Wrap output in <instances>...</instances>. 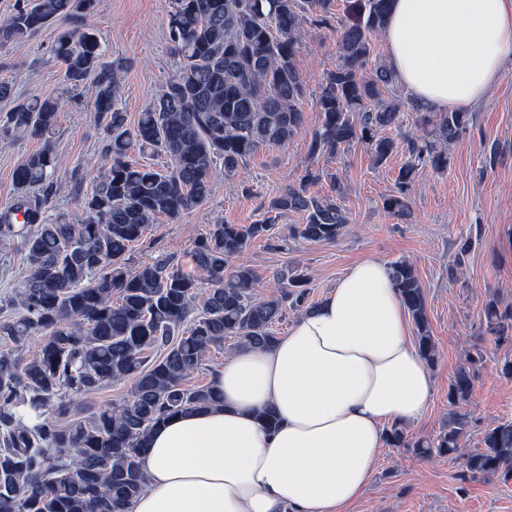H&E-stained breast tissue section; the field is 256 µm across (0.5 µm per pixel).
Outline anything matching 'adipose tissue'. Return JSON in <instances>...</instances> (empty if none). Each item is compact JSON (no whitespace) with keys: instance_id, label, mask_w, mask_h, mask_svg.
<instances>
[{"instance_id":"ef3b65f1","label":"adipose tissue","mask_w":512,"mask_h":512,"mask_svg":"<svg viewBox=\"0 0 512 512\" xmlns=\"http://www.w3.org/2000/svg\"><path fill=\"white\" fill-rule=\"evenodd\" d=\"M387 64L412 101L470 111L512 61V0H390ZM221 402L152 432L129 512H347L386 442L428 413L434 378L388 265H350L272 346L213 374ZM274 424H267L266 413Z\"/></svg>"}]
</instances>
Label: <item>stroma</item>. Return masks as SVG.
Returning a JSON list of instances; mask_svg holds the SVG:
<instances>
[{"label":"stroma","instance_id":"obj_1","mask_svg":"<svg viewBox=\"0 0 512 512\" xmlns=\"http://www.w3.org/2000/svg\"><path fill=\"white\" fill-rule=\"evenodd\" d=\"M171 0H97L88 24L98 34L105 61L124 66L118 102L136 121L162 92L178 69L167 41ZM57 34L50 26L0 49V82L11 83L20 97L40 95L60 103L55 134L56 170L49 210L78 221L84 213L76 193V176L92 183L101 172L102 134L89 106L91 87L69 92L62 66L51 59ZM339 62L333 34L311 28L296 66L306 81L304 124L287 145L256 153L235 179L215 165L211 194L178 221H160L130 255L131 266L171 257L192 270L191 252L198 237L213 224H253L263 207L287 186L298 184L303 170L323 173L318 189L340 187L351 217L333 242L298 241L273 250L261 240L238 255L260 276L257 297L280 295L279 273H304L309 297L317 304L354 261L374 256L387 263L406 260L417 270L427 298V315L437 347L432 367L433 403L428 414L407 427L408 439L435 438L447 428L452 408L448 386L467 357L482 350L483 364L464 406V450L478 448L484 431L512 419V376L501 361L512 347L498 346L481 335L486 302L494 296L512 304V62L493 96L473 110L469 130L451 147L448 168L420 169L410 210L397 216L383 206L400 168L407 161L397 149L375 163L366 145L353 143L336 159L308 157V142L319 124L314 95L327 72ZM37 141L0 134V209L14 199L13 174L38 150ZM469 250H462L464 241ZM349 512H512V481L472 476L461 457L425 459L410 448H383L371 481Z\"/></svg>","mask_w":512,"mask_h":512}]
</instances>
